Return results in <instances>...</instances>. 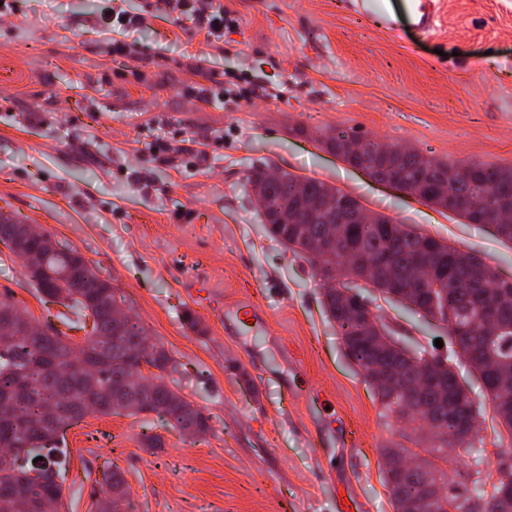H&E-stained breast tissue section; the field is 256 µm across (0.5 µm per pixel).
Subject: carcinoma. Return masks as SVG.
Here are the masks:
<instances>
[{"instance_id":"cac0c4a2","label":"carcinoma","mask_w":512,"mask_h":512,"mask_svg":"<svg viewBox=\"0 0 512 512\" xmlns=\"http://www.w3.org/2000/svg\"><path fill=\"white\" fill-rule=\"evenodd\" d=\"M360 137L334 129L323 135L320 143L351 166L359 161L355 144ZM397 168L409 185H424L427 202L456 213L472 224L493 227L502 241L512 243V220L500 219V214L512 208V166L490 162L450 164L427 158L410 146H389L387 153L375 162L371 177L380 181ZM274 183L269 170L256 168L247 177L258 194L288 193V204L299 199L293 195V175ZM305 192L310 198L332 196L336 204L355 207L360 202L351 195L316 179L305 180ZM266 232L295 254L312 258L320 242L324 225L318 222L288 225V233L280 230L276 219L261 220ZM26 271L40 272L36 293L66 307L82 324L89 312L112 298L110 283L96 281V273L78 251L73 254L36 258ZM424 268L432 275L430 288L448 290L446 303H438L439 323L448 328V336L465 329L470 336L468 347L457 355L475 370L481 379L485 395L490 399L497 445L512 447V278L496 277L480 256L462 251L447 240L424 238L416 230L397 224L378 214L371 224L336 225V253L325 260L322 274L353 276L382 290L388 303L400 299L391 297L404 288L414 287V272ZM64 273L77 276L73 287L62 294L56 288V277ZM339 288L324 289L321 305L328 320L336 325L346 353L357 364L370 385H375L377 365L399 377L404 388H410L421 376L418 368L402 360L395 351L377 343L387 325L380 319L369 321L356 313L354 306L341 299ZM99 333L112 337V350L98 351L92 346L68 344V336L57 337L0 335V449L11 448L9 459L0 457V512H13L18 495L30 502L62 500L66 459L59 458L62 450L50 431L31 426L48 404L54 400L55 371L64 366L69 371L65 401L56 403L60 414L59 426L70 427L82 419L71 414V407L88 399L91 409L102 414L112 412V391L125 387L136 390L141 382L131 377L141 365L164 371L172 362L164 347L151 344L139 346L137 339L147 333L135 320L114 327L99 323ZM435 375L448 381L441 389L433 384L421 390L411 412L419 413L422 421L439 417L448 419V431L435 436L426 431L422 436L411 434L405 439L416 445L425 444L424 465L413 471H397L384 477L395 512L409 501L419 499L424 484L437 487V497L429 504L432 512H512V471L501 472L492 483L481 477L479 461H473L472 487L455 481L448 473V449L472 448L475 436L466 434L467 425L482 418L486 406L476 403L458 383L454 367L438 360ZM382 409L388 413L401 411V393L383 388L376 391ZM140 412H154L166 417L171 427L193 442L209 430L207 418L188 408L184 399L173 390H155L144 394ZM415 451L399 443L382 449L386 466L398 463ZM41 458V475L31 477V462ZM101 486L112 502L124 499L125 479L115 470L102 474Z\"/></svg>"}]
</instances>
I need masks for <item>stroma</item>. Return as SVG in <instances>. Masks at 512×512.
<instances>
[{
    "instance_id": "stroma-1",
    "label": "stroma",
    "mask_w": 512,
    "mask_h": 512,
    "mask_svg": "<svg viewBox=\"0 0 512 512\" xmlns=\"http://www.w3.org/2000/svg\"><path fill=\"white\" fill-rule=\"evenodd\" d=\"M145 3L16 0L0 17V214L111 281L175 363L161 382L210 425L193 443L154 413L87 414L60 435L59 512H94L109 467L125 478L126 512H394L381 450L414 425L384 416L323 313L322 282L266 233L246 178L265 166L326 182L512 278V244L490 226L377 183L316 140L339 129L451 164L512 165V0H443L432 34L406 0H385L391 32L352 0H223L240 28L208 43L172 20L117 23ZM116 40L130 55L113 53ZM216 81L267 94L232 111L186 93ZM162 143L180 168L160 161ZM1 297L65 325L0 245ZM244 299L264 333H225V306ZM379 313L448 356L443 328Z\"/></svg>"
}]
</instances>
